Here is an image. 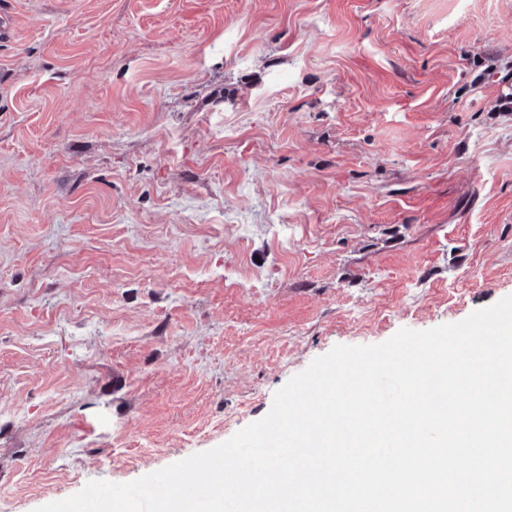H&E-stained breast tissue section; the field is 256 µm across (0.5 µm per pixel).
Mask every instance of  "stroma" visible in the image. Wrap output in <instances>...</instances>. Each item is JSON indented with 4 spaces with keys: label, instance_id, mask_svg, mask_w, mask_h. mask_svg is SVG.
<instances>
[{
    "label": "stroma",
    "instance_id": "obj_1",
    "mask_svg": "<svg viewBox=\"0 0 512 512\" xmlns=\"http://www.w3.org/2000/svg\"><path fill=\"white\" fill-rule=\"evenodd\" d=\"M0 512L512 295V0H0Z\"/></svg>",
    "mask_w": 512,
    "mask_h": 512
}]
</instances>
